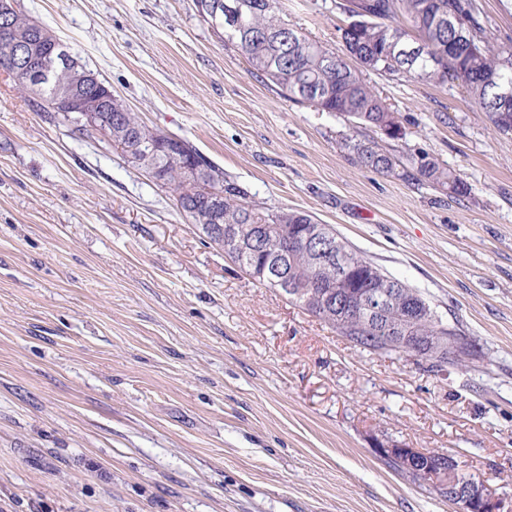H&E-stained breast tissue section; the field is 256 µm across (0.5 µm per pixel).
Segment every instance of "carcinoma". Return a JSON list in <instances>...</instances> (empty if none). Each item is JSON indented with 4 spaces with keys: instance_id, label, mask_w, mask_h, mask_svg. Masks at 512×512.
<instances>
[{
    "instance_id": "cac0c4a2",
    "label": "carcinoma",
    "mask_w": 512,
    "mask_h": 512,
    "mask_svg": "<svg viewBox=\"0 0 512 512\" xmlns=\"http://www.w3.org/2000/svg\"><path fill=\"white\" fill-rule=\"evenodd\" d=\"M206 9L218 11L220 26L216 31L224 40L236 45L251 68L264 76L288 96L321 112H334L351 125L394 140L401 135V125L395 112L362 78V71L411 82L423 80L445 84L452 82L462 87L470 100L496 130L512 131V108L503 110L499 86L512 84V41L496 46L490 43L487 23L476 0H356L350 13H359L370 22L363 29L341 28V38L350 64L320 41L309 38L291 27L279 8V0H200ZM36 22L21 10H16L10 28L0 27V73L14 85L37 97L36 106L55 118L65 110V99L70 95L82 97L95 104L97 87L75 90L71 87V69L57 67L50 84L37 86L19 74L13 65V41L16 34L27 33ZM403 48L410 52L411 67L402 73L388 62L387 50ZM123 137L113 141L129 162L153 173L162 185L173 188L176 194L186 189V172L178 162L161 149L148 160H142L136 148L142 143H157L168 134L142 123L135 113L121 114ZM187 146L185 155L190 164L202 165L201 176L205 190L198 194L194 206L183 208L192 223L205 228L214 223L235 227L246 232L253 224H316L318 220L300 210H272L250 198L236 182L224 177V171L212 165L195 147ZM360 165L386 174H397L409 179L418 177L452 195L465 196L468 186L459 175L426 155L401 161L379 141L348 142ZM224 190V208L214 217L207 209L206 189ZM276 251L287 255L288 279L294 291L285 292L288 299L327 324L346 338L353 346L371 354L390 356L396 350L381 339V335L367 329L357 318L348 316L331 321L319 313V295L323 282L336 280V267H320L313 262L308 249L300 244L280 242ZM270 253L265 244L246 254H228L245 273L266 287L271 286L259 276L260 268ZM348 261L360 277L373 263L348 246ZM427 310V318L416 330L430 336L440 332L463 341L460 351H450L442 359L427 354L422 359L430 368L441 369L449 364L464 366L478 356L475 343L463 336L455 323L443 320L425 297L415 288L395 291L386 308L384 325L398 327L410 305Z\"/></svg>"
}]
</instances>
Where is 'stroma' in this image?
Returning a JSON list of instances; mask_svg holds the SVG:
<instances>
[{"label":"stroma","instance_id":"obj_1","mask_svg":"<svg viewBox=\"0 0 512 512\" xmlns=\"http://www.w3.org/2000/svg\"><path fill=\"white\" fill-rule=\"evenodd\" d=\"M147 126L310 212L479 347L430 369L352 346L247 276L171 189L0 76V512H455L373 443L426 448L512 512V134L456 84L364 80L452 198L360 166L371 131L253 73L195 0H18ZM351 0H280L338 56Z\"/></svg>","mask_w":512,"mask_h":512}]
</instances>
